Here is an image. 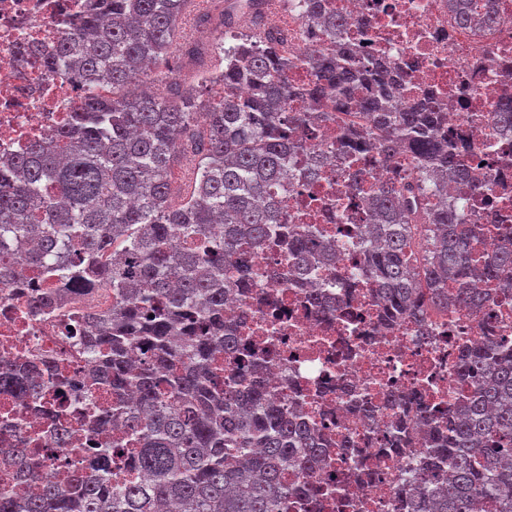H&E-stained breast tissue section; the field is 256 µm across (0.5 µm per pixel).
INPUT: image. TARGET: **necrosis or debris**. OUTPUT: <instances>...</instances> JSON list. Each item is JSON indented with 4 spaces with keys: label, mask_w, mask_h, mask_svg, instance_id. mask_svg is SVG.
Wrapping results in <instances>:
<instances>
[{
    "label": "necrosis or debris",
    "mask_w": 512,
    "mask_h": 512,
    "mask_svg": "<svg viewBox=\"0 0 512 512\" xmlns=\"http://www.w3.org/2000/svg\"><path fill=\"white\" fill-rule=\"evenodd\" d=\"M288 18V55L301 58L324 48L326 37L302 20V0H279ZM346 21V43L359 41L361 25L371 39L369 55L410 87L397 101L405 111L428 92L442 105L440 131L454 135L473 156L482 194L463 198L465 217L492 218L486 234L472 243L487 254L512 242V134L497 132L495 114L512 100V0H495L499 23L492 30H461L448 11V0H329ZM75 0H0V157L9 158L31 143L63 128L76 89L38 66L20 62L27 46L57 45ZM356 107L341 111L337 121L312 126L303 142L308 153L324 157L323 177L302 183L291 174L278 189L289 224H321L336 249L332 264L313 276L288 284L281 274L282 252L266 249L255 259L256 276L247 296H228L224 314L239 324L241 346L264 359V384L270 398L292 402L319 430L325 451L313 470L318 493L299 502L295 512H406L402 505L405 471L419 467L428 428L418 408L401 405V395L420 392L436 413L466 396L454 367L465 346L494 333L512 345V293L481 284L483 304L476 309L454 304L425 308L423 315L385 325L375 284L362 271L361 256L349 239L359 224L375 215L369 199L384 172L367 165L351 181L336 156L341 128L360 125ZM352 197L339 213L310 209L312 197ZM49 285L30 270L0 284V368L27 367L41 389L37 399L0 390V448L33 439L44 475L59 480L77 465L78 449L114 446L116 461L128 469L130 458L120 447L124 430L111 424L92 432L75 403L98 409L111 404L101 387H81L91 369L90 355L75 330L89 314L112 303L104 288L92 295H71L57 306L32 312L29 300ZM73 381L59 391L57 378ZM44 402L68 407L63 426L69 434L59 443L51 423L39 412Z\"/></svg>",
    "instance_id": "obj_1"
}]
</instances>
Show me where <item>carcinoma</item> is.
Returning a JSON list of instances; mask_svg holds the SVG:
<instances>
[{
	"mask_svg": "<svg viewBox=\"0 0 512 512\" xmlns=\"http://www.w3.org/2000/svg\"><path fill=\"white\" fill-rule=\"evenodd\" d=\"M192 0H95L56 47L34 49L51 76L82 83L83 98L64 129L25 153L0 160V253L12 252L58 291L112 289V307L87 322L94 385L112 387V410L94 427L122 422L143 482L112 484V454L85 457L58 482L41 473L32 450L7 458L36 485L0 493V512H290L312 492L309 473L324 448L314 428L267 397L258 366L213 382L215 357L236 354L237 323L224 317V296L246 294L259 249L286 246L297 277L324 260L319 228L298 231L279 208L277 190L299 160L302 178L322 173L318 155L301 157L299 131L331 119L330 108L357 103L366 123L341 130L339 146L354 164L365 152L407 174L379 183L378 223L360 230L356 246L386 318L415 315L427 303L479 307L474 282L512 289V245L483 258L471 250L482 225L464 222L448 202V181L475 192L458 146L436 136L439 103L428 95L396 111L402 82L356 50H313L290 59L272 37L238 35L211 51L224 62L201 77L217 91L206 101L173 83L166 98L147 85L150 68L168 66L179 21ZM266 0H228L219 26L240 13L260 14ZM303 21L334 39L345 20L326 0H305ZM457 26H496L490 7L452 4ZM306 83L288 81L298 67ZM112 87V95L97 87ZM307 99L314 112H292ZM195 162L194 190L172 202L170 172ZM234 275L224 276L225 265ZM154 317L143 321L141 312ZM197 334L176 347L187 323ZM152 339L153 354L131 371L128 345ZM457 377L467 399L448 423L428 432L427 475L413 476L409 512H512V348L497 336L466 347ZM0 389L35 397L27 372L0 375ZM135 390V400L127 392Z\"/></svg>",
	"mask_w": 512,
	"mask_h": 512,
	"instance_id": "1",
	"label": "carcinoma"
}]
</instances>
